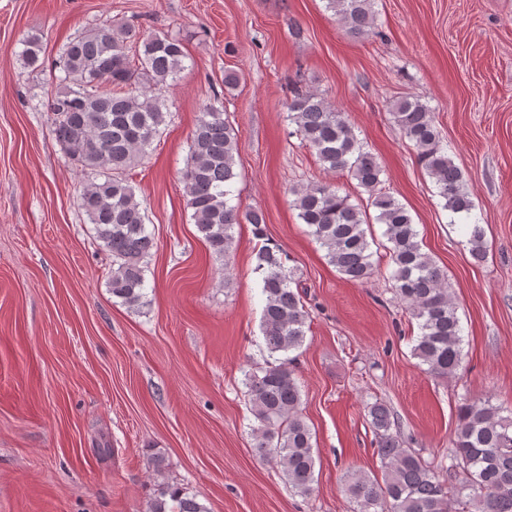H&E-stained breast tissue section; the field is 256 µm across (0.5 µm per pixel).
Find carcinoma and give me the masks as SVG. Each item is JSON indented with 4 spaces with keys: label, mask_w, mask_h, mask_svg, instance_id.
Listing matches in <instances>:
<instances>
[{
    "label": "carcinoma",
    "mask_w": 512,
    "mask_h": 512,
    "mask_svg": "<svg viewBox=\"0 0 512 512\" xmlns=\"http://www.w3.org/2000/svg\"><path fill=\"white\" fill-rule=\"evenodd\" d=\"M327 8L357 37L372 33L374 0H326ZM23 64L35 65L42 53L39 37L22 41ZM64 87L48 101L55 140L68 160L89 176L78 205L94 225L96 239L112 257V296L135 308L142 304L145 265L156 248L143 203L127 171L148 153L170 117L168 100L158 90L177 81L187 55L180 39L144 33L135 26L104 21L71 38L62 48ZM296 133L330 171L347 173L368 192L371 216L330 183L289 189L292 206L326 258L350 281L372 277L376 265L366 225L382 224L396 298L416 320L419 333L413 355L439 377L457 373L463 359L458 307L448 274L423 251L409 211L382 191V167L358 139L344 113L316 90H297L287 103ZM390 115L454 216L475 208L462 170L448 156L433 110L417 97L395 101ZM238 155V130L224 108L209 104L198 119L183 171L187 206L211 253L230 274L235 251L234 226L254 227L264 235L259 209L240 211L230 204ZM467 245L478 262L487 246L482 225L466 228ZM280 248L261 247L254 272L260 277L264 305L261 332L272 355L300 349L309 328V312L296 288L297 268ZM251 411L254 448L280 467L299 496L313 492L314 433L301 413L302 392L289 359L244 372ZM385 476L383 483L359 472L345 475L354 512H512V409L489 402L464 403L448 465L434 464L404 446L398 421L382 401L367 405ZM148 512H208L195 497L170 488L154 499Z\"/></svg>",
    "instance_id": "1"
}]
</instances>
